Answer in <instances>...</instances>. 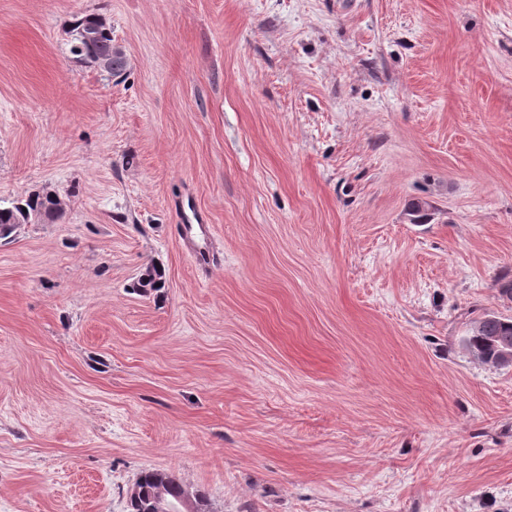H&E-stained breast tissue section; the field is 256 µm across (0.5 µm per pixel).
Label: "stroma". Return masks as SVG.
<instances>
[{"label":"stroma","instance_id":"1","mask_svg":"<svg viewBox=\"0 0 512 512\" xmlns=\"http://www.w3.org/2000/svg\"><path fill=\"white\" fill-rule=\"evenodd\" d=\"M88 13L123 74L71 55ZM44 187L0 239V512H128L145 470L512 512V365L463 344L512 317V0H0V200ZM59 205L57 194L44 188L29 194L25 200L8 205L0 201V238H8L21 224L43 222L44 216L58 217L62 212Z\"/></svg>","mask_w":512,"mask_h":512}]
</instances>
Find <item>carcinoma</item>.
<instances>
[{
    "label": "carcinoma",
    "instance_id": "obj_1",
    "mask_svg": "<svg viewBox=\"0 0 512 512\" xmlns=\"http://www.w3.org/2000/svg\"><path fill=\"white\" fill-rule=\"evenodd\" d=\"M69 51L77 60L97 67L107 62L104 71L119 75L127 68V58L112 38V25L100 14H84L71 24ZM60 201L52 190L41 189L21 201L0 204V238L5 239L22 224L42 222L46 217L61 214ZM164 286L163 273L158 267L146 270L136 288L142 293L157 291ZM466 347L480 351L489 361H497L504 352L512 350V317L486 314L476 321L464 339ZM191 494V512H206L203 494L189 489L173 471L148 470L140 474L130 496L131 512H149L154 501L179 503Z\"/></svg>",
    "mask_w": 512,
    "mask_h": 512
}]
</instances>
